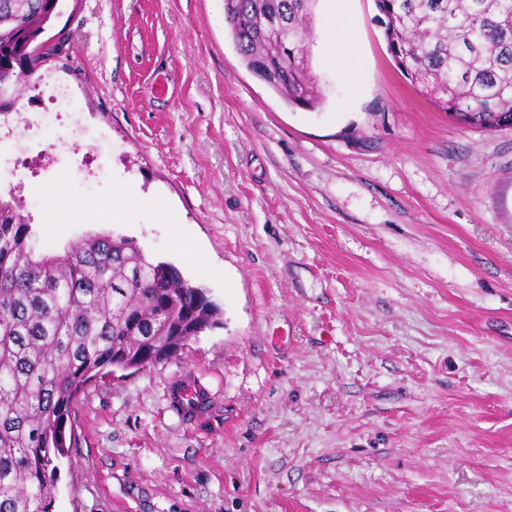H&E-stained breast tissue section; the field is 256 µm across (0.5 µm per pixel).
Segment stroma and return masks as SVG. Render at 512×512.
<instances>
[{
	"mask_svg": "<svg viewBox=\"0 0 512 512\" xmlns=\"http://www.w3.org/2000/svg\"><path fill=\"white\" fill-rule=\"evenodd\" d=\"M344 6L358 79L313 43L315 110L243 65L224 0H61L66 56L0 96V196L65 181L25 208L40 250L135 238L223 312L79 396L53 512H512V129L438 111L397 71L375 0ZM37 89L74 106L54 129L20 109ZM117 185L176 223L130 213ZM184 381L208 393L192 418Z\"/></svg>",
	"mask_w": 512,
	"mask_h": 512,
	"instance_id": "35a3bbf8",
	"label": "stroma"
}]
</instances>
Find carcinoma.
Instances as JSON below:
<instances>
[{
  "label": "carcinoma",
  "instance_id": "cac0c4a2",
  "mask_svg": "<svg viewBox=\"0 0 512 512\" xmlns=\"http://www.w3.org/2000/svg\"><path fill=\"white\" fill-rule=\"evenodd\" d=\"M33 0H0V90L38 69L15 24L35 36L58 14ZM388 51L441 112L484 130L512 125V0H375ZM316 0H224L245 67L288 106L324 103L310 53ZM22 199H0V512H53L67 429L81 393L117 370L159 363L222 324L208 292L138 242L91 234L61 252L37 251Z\"/></svg>",
  "mask_w": 512,
  "mask_h": 512
}]
</instances>
